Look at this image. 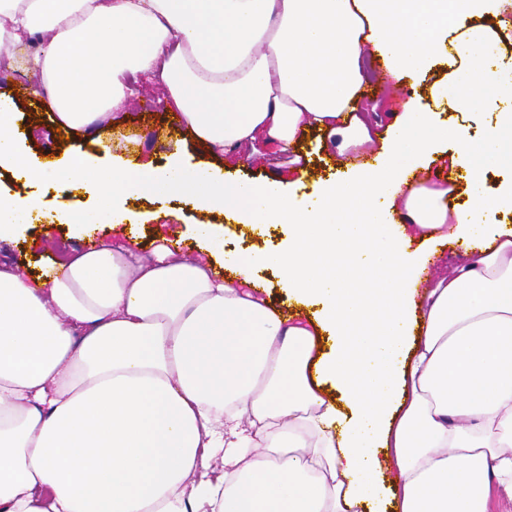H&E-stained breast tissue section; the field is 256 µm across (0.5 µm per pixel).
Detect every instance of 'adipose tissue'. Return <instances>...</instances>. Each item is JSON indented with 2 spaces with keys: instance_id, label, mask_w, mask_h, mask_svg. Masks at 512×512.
<instances>
[{
  "instance_id": "adipose-tissue-1",
  "label": "adipose tissue",
  "mask_w": 512,
  "mask_h": 512,
  "mask_svg": "<svg viewBox=\"0 0 512 512\" xmlns=\"http://www.w3.org/2000/svg\"><path fill=\"white\" fill-rule=\"evenodd\" d=\"M505 0H0V45L37 38L59 124H110L131 80L160 76L185 132L217 157L294 153L313 130L370 143L364 44L396 81L453 67L434 94L469 110L512 92ZM368 166L312 194L275 178L29 160L0 112V167L32 186L0 198V239L47 218L88 236L122 224L126 200L179 197L284 246L240 251L223 271L159 247L103 243L25 276L0 263V512H512V113L481 139L418 97ZM449 156L466 182L420 170ZM92 197L47 207L45 182ZM424 247L464 261L420 286ZM276 269L285 307L248 274Z\"/></svg>"
}]
</instances>
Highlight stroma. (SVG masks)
Returning a JSON list of instances; mask_svg holds the SVG:
<instances>
[{
	"label": "stroma",
	"instance_id": "obj_1",
	"mask_svg": "<svg viewBox=\"0 0 512 512\" xmlns=\"http://www.w3.org/2000/svg\"><path fill=\"white\" fill-rule=\"evenodd\" d=\"M443 74V68L439 67L427 76L411 78L398 85L390 78L378 80L375 70H366L364 102L380 112L383 124H390L395 114L400 113L402 102L416 93L427 94L432 83ZM41 83L40 73L33 69L0 68V94L12 96L17 104L16 119L27 134V150L39 161L61 163L67 158L69 143L62 140L56 131V115L50 108L47 96L38 91ZM161 94L160 80L139 79L135 94L129 97L118 113L116 124L102 130L91 129L80 136L83 151L94 160L107 161L109 156L123 153L122 148L115 144L118 134L133 133L140 138L139 144L132 148L134 155L152 168H163L170 154L169 118L172 111L161 102ZM303 144L314 157L306 171H298L296 165L288 163L287 159L275 156L249 163L244 171L252 177L276 172L284 179L295 182L299 192H311L320 180L330 176L331 171L324 160L336 157L337 152L330 147H321L312 134L304 136ZM126 209L140 223L138 238L131 248L143 256L151 255L163 240L178 237L186 248L187 258L206 259V252L200 250L194 238V227L200 223L223 225V247L228 254L241 249L276 248L288 239L287 225L276 224L265 233H253L242 225L226 223L222 214L201 213L179 200L158 202L131 199ZM60 242L73 247L82 244L72 225L31 224L18 235L0 240V256L10 258L21 272L28 273L34 266L55 260L54 248Z\"/></svg>",
	"mask_w": 512,
	"mask_h": 512
}]
</instances>
